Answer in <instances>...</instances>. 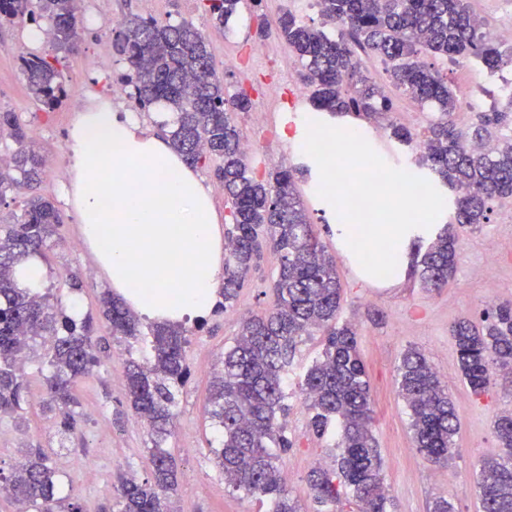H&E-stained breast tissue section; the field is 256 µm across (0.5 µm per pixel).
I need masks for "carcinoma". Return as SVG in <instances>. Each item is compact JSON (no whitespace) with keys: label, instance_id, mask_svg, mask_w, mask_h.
Listing matches in <instances>:
<instances>
[{"label":"carcinoma","instance_id":"carcinoma-1","mask_svg":"<svg viewBox=\"0 0 512 512\" xmlns=\"http://www.w3.org/2000/svg\"><path fill=\"white\" fill-rule=\"evenodd\" d=\"M211 19L222 26L238 12L241 0H208ZM322 15L338 25L332 38L297 22L286 12L278 29L302 63L301 81L312 111L369 119L392 110L383 87L362 71L350 40L380 59L397 90L436 112L426 136L422 162L434 183L455 192L454 224L482 229L493 206L512 199V95L504 105L478 110L461 126L459 99L428 56L454 63L474 61L494 73L512 64V47L501 50L483 30L469 0H320ZM29 17L46 20L59 51H71L85 31L73 0H0V21ZM114 46L142 109L164 103L176 113L170 134L174 148L189 164L215 156L223 161L218 177L230 204L224 252V301L236 300L250 269L265 251L277 256L276 303L269 312L245 318L233 344L224 350L223 370L209 395V418L218 434L213 454L224 483L246 496L270 500L271 512H301L284 486L274 448L293 447L279 417L287 411L288 368L313 330L326 332L322 358L308 368L302 390L309 401L310 426L334 441L339 453L328 467H314L307 482L316 512H388L382 461L373 432L371 385L359 350L357 330L338 322L341 286L328 247L314 234L299 194L295 170L277 168L264 179L250 170L240 149L242 135L227 116L245 112L247 97L226 98L208 44L188 22L172 24L134 17L115 30ZM29 93L52 112L66 97L62 71L34 53L20 56ZM18 148L0 164V197L11 189L35 191L44 160L27 141L17 116L0 112V134ZM62 216L53 203L30 198L0 227V415L21 416L29 385L22 366L37 340L52 338L38 372L45 393L43 409L53 414L62 437L75 432L76 386L96 366L92 320L67 315L50 295L22 287L14 276L23 260L43 254ZM458 236L445 224L414 254L424 287L448 286L457 268ZM101 313L112 335L135 338L141 322L121 301L106 293ZM187 329L181 324L150 326V357L122 362L132 410L149 428L150 468L141 480L122 478L116 487V512H171L169 494L177 488V462L163 446L171 433L174 408L189 374ZM458 363L473 394L489 391L494 375L512 373V305L486 311L480 323H451ZM399 395L409 411L414 447L434 464L446 465L455 450L460 415L448 388L426 355L409 348L397 366ZM494 429L503 454L482 461L476 492L481 512H512V412L500 415ZM58 471L41 448H30L9 475L0 470V494L26 505V512H83L58 496Z\"/></svg>","mask_w":512,"mask_h":512}]
</instances>
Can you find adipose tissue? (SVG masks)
Returning a JSON list of instances; mask_svg holds the SVG:
<instances>
[{
	"label": "adipose tissue",
	"mask_w": 512,
	"mask_h": 512,
	"mask_svg": "<svg viewBox=\"0 0 512 512\" xmlns=\"http://www.w3.org/2000/svg\"><path fill=\"white\" fill-rule=\"evenodd\" d=\"M67 152V196L118 298L152 322L206 317L224 276V233L182 156L108 100L78 112Z\"/></svg>",
	"instance_id": "1"
}]
</instances>
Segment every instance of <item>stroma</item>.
<instances>
[{
    "label": "stroma",
    "instance_id": "35a3bbf8",
    "mask_svg": "<svg viewBox=\"0 0 512 512\" xmlns=\"http://www.w3.org/2000/svg\"><path fill=\"white\" fill-rule=\"evenodd\" d=\"M286 12L300 23L323 29L330 37L339 34L338 26L324 22L318 9L307 6L305 0H243L238 14L221 28L212 24L206 0H82V16L96 17L99 24L86 28L78 51L62 55L60 68L67 96L62 107L50 114L42 112L33 101L20 71L16 47L22 41L23 25L0 24V112L15 113L47 156L40 193L55 203L63 218L52 250L46 251L42 259L49 269L44 285L64 308L79 307L82 317L93 319L98 358L91 375L78 384L79 430L63 448L41 408L44 393L36 366L27 364L32 382L30 404L23 417H0V468L11 469L25 445L52 449L53 461L64 476L65 495L81 503L84 512H112L113 486L118 478L132 474L141 479L149 470L147 429L127 404L121 372L125 358L146 355V344L141 339H113L99 311V300L111 286L87 247L73 249V241L81 239L82 233L77 214L64 197L66 137L75 111L95 98L111 97L114 78L127 69L112 45L114 35L108 24L112 16L193 22L207 38L214 68L223 78L226 92L233 95L245 90L250 94V111L233 113L234 123L242 134H250L253 115L258 112L269 131L258 146L255 172L264 175L279 167H304L297 187L316 234L336 263L342 288L339 319L355 326L359 334L374 399V434L395 512H430L438 498L448 499L453 512H480L474 488L478 465L498 451L493 421L497 414L512 410V374L497 376L485 396L475 397L459 370L448 328L460 317L480 320L486 310L487 282L477 269L487 251H496L499 258L494 271L495 302L512 305V224L505 221L507 213L512 212V201L496 204L483 229L460 230L455 278L442 291L422 288L411 266L413 239L409 236L398 246L396 276L383 281L379 289L363 288L360 278L353 274L356 261L346 241L337 234L336 212L315 191L320 181L318 167L303 151L306 127L298 117L310 110L307 98H294L288 91L278 99L262 95L268 73L301 69L277 30V19ZM257 45L267 46L268 58L251 59L249 52ZM366 128L365 138L372 148H385L395 155L399 168L426 177L427 170L420 166V156L413 149L391 138L380 123H367ZM276 267V256L264 253L232 306L209 315L204 328L189 336L186 353L191 375L166 442L179 470L178 488L172 497L174 512H270L267 499L244 497L225 486L211 451L206 404L212 380L208 365L222 360L224 348L237 336L244 316L274 307ZM74 272L84 281L78 291L70 286ZM406 283L412 285V293L402 292ZM324 342L325 336L319 331L304 337L288 378L290 410L285 426L294 446L282 453L280 465L286 484L304 512L312 506L309 471L315 464L331 462L326 441L309 426L300 390L301 376L320 356ZM411 347L428 356L460 413L456 452L444 466L432 464L416 451L410 419L397 393L396 367L402 353Z\"/></svg>",
    "mask_w": 512,
    "mask_h": 512
}]
</instances>
